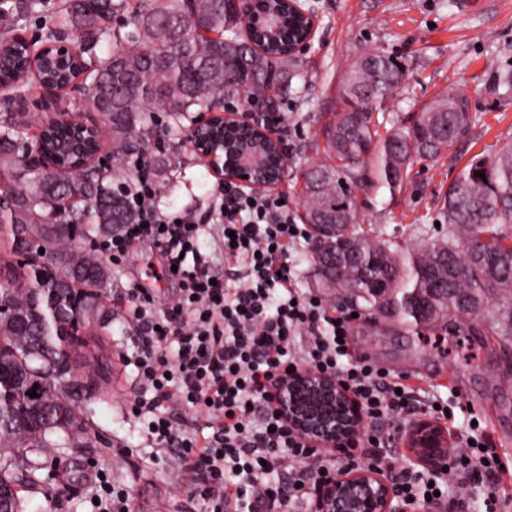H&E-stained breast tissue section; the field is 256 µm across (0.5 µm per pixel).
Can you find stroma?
<instances>
[{
  "instance_id": "1",
  "label": "stroma",
  "mask_w": 512,
  "mask_h": 512,
  "mask_svg": "<svg viewBox=\"0 0 512 512\" xmlns=\"http://www.w3.org/2000/svg\"><path fill=\"white\" fill-rule=\"evenodd\" d=\"M64 0H36L24 8L20 0H0V30H16L31 41H44L54 28L56 12ZM313 9L318 28L306 52L298 59L300 79L285 97L281 122L275 130L288 143V165L279 192L288 207L300 214L302 172L323 161L310 147L318 128L336 109L338 89L351 66L363 53L379 52L401 61L406 79L387 108L391 117L410 120L437 96L455 89L464 92L478 120L457 146L452 158L414 164L405 188L364 194L363 227L383 231L385 238L414 250L437 237L436 221L445 192L462 166L496 140L512 137V88L497 83L501 71L512 69V0H305ZM70 110L87 121H100L87 91L75 88L52 94L31 85L24 98L0 100V113L22 112L25 139H33L38 126L51 115ZM191 126L180 130L159 126L146 147L169 166L156 176L159 203L173 213L195 210L209 219L211 195L217 187L192 151ZM162 258L152 242L136 244L121 262L111 265L112 284L101 301L116 317L99 330L101 351L112 361V382L105 400L88 401L92 432L86 448L68 458L69 483L52 482L30 495L24 512H92L91 468L106 461L114 485L128 489L133 512H206L202 495H191L189 481L179 480L172 456L146 438L142 419L132 407L143 395L133 367L124 362L133 351L125 326L117 314L124 289L140 283L154 289L156 304L172 294L171 283L161 278ZM478 358L465 362L456 353H443L422 345L416 334L405 332L389 319H364L351 325L350 352L382 370L407 375L414 387L433 395L448 414L440 426L448 445L461 447L469 423L489 454L510 469L498 485L499 512H512V342L489 339L481 343Z\"/></svg>"
}]
</instances>
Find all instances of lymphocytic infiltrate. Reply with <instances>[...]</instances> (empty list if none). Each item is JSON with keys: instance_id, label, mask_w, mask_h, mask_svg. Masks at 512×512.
I'll use <instances>...</instances> for the list:
<instances>
[{"instance_id": "1", "label": "lymphocytic infiltrate", "mask_w": 512, "mask_h": 512, "mask_svg": "<svg viewBox=\"0 0 512 512\" xmlns=\"http://www.w3.org/2000/svg\"><path fill=\"white\" fill-rule=\"evenodd\" d=\"M127 191L138 220L104 240L102 251L117 258L151 240L179 281L161 309L143 289L125 291L120 317L137 377L150 393L137 402L138 416L152 443L174 452L178 470L192 474L209 512H253L257 491L272 504L307 498L363 463L395 477L405 512H420L429 491L448 503L475 486L486 491L485 512H497L501 462L486 456L480 442L453 452L434 473L397 467L388 454L415 409V390L402 374L350 361L348 317L300 294L288 255L304 230L287 205L263 190L220 185V255L229 273L221 280L196 256L203 229L196 214L161 212L147 166L138 167ZM304 369L336 378L360 405L372 425L364 455L319 449L280 418L273 383ZM186 410L203 415L206 433L187 427Z\"/></svg>"}]
</instances>
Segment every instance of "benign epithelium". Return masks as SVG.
Instances as JSON below:
<instances>
[{
  "label": "benign epithelium",
  "mask_w": 512,
  "mask_h": 512,
  "mask_svg": "<svg viewBox=\"0 0 512 512\" xmlns=\"http://www.w3.org/2000/svg\"><path fill=\"white\" fill-rule=\"evenodd\" d=\"M287 3L292 15L303 22L306 29L303 39L293 49V54L297 56L314 37L316 18L314 12L304 6L303 0H287ZM18 40L22 46L30 48L34 72L41 60L53 61L65 67L73 66L81 59L79 48L73 44L49 43L34 50L29 40L21 36ZM60 120L67 123L71 143L78 145L89 140L92 153L79 163L67 165L60 156L42 155L38 147L36 159L46 167L51 165L56 170L77 176L85 166L103 158L101 128L95 122H86L74 115L64 119L53 116L44 122V126ZM226 128H242L248 136L277 151L279 173L264 180L259 157L225 151L223 132ZM189 140L193 151L205 160L215 175L226 182L243 188H254L261 184L271 189L282 180L287 164V145L281 137L273 135L266 116L252 111L243 100L237 106H226L222 115L209 112L201 116ZM312 247L322 258L336 248L346 249L347 244L342 237L334 242L316 238ZM272 392L281 418L313 445L336 452L356 445L362 431L361 411L355 399L335 378L312 370L290 371L279 377ZM410 446L423 464L438 467L448 457V437L442 428L428 421L416 425L410 437ZM312 512H400V505L390 476L361 468L346 471L336 480L321 485L316 492Z\"/></svg>",
  "instance_id": "7a95c632"
}]
</instances>
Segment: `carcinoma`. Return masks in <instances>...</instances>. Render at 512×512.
Here are the masks:
<instances>
[{
	"label": "carcinoma",
	"instance_id": "obj_1",
	"mask_svg": "<svg viewBox=\"0 0 512 512\" xmlns=\"http://www.w3.org/2000/svg\"><path fill=\"white\" fill-rule=\"evenodd\" d=\"M69 22L82 32L80 48L88 65L80 83L109 125L112 163L147 159L137 146L155 134V112L178 128L192 112L224 110V99L240 95L269 98L272 111L300 76L289 45L302 26L283 0H261L245 13L232 0H69ZM112 41L104 56L99 43ZM11 30L0 33V76L21 93L30 78H14L28 66L24 53L10 51ZM404 69L396 58L361 55L338 90L339 108L318 131L331 164L304 172L300 218L332 238L349 236V254H330L339 275L320 276L342 305L385 314L419 334L442 332L480 336L481 318L496 308L492 334L512 339V141L472 157L448 185L440 216L448 232L412 252L379 232L359 229L357 191L403 188L418 160L450 152L476 115L468 97L450 91L427 104L408 126L396 127L384 108L401 85ZM389 126L385 134L379 129ZM20 123L0 114V162L13 166L16 188L0 197V221L25 224L47 261L29 264L27 287L0 284V491L18 488L10 512H23L24 494L66 476L54 449L84 448L89 421L77 403L105 380L108 365L87 356L92 330L112 318L89 287L105 288L110 269L93 251L80 249L58 224H75L80 236L112 234L132 224L137 213L126 186L112 168H89L81 178L46 170L27 160ZM485 174V178L478 174ZM436 289L432 310L422 315L404 302L426 286ZM59 288L43 333L31 289ZM36 392L31 398L29 393Z\"/></svg>",
	"mask_w": 512,
	"mask_h": 512
}]
</instances>
